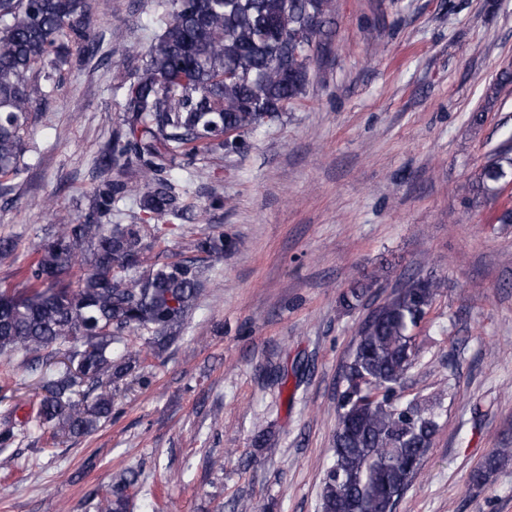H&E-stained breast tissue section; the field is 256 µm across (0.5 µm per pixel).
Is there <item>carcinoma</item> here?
<instances>
[{
    "mask_svg": "<svg viewBox=\"0 0 512 512\" xmlns=\"http://www.w3.org/2000/svg\"><path fill=\"white\" fill-rule=\"evenodd\" d=\"M171 19L132 72L112 79L126 89L119 130L101 156L102 179L85 218L56 224L0 284V355L20 354L37 379L33 426L78 438L112 418V389L149 354L183 334L206 288L197 256L220 259L224 235L191 241L176 261L147 253L144 225L160 232L194 219L186 186L168 174L178 157L236 152L242 137L280 122L301 98L311 69L330 51L332 0H170ZM90 0H0V177L24 171L22 131L42 89L34 68L66 60L69 44L89 43ZM232 131L240 141H224ZM512 178V147L491 155L471 181L473 198L497 195ZM136 199L140 224L112 222L116 204ZM18 242L0 237V263L15 262ZM442 282L423 277L393 290L362 321L337 399L332 458L324 471L322 512H394L439 428L428 401L399 400L396 389L417 357L413 330ZM132 330L150 337L136 345ZM512 457L496 448L471 475L480 485ZM120 492L97 512H123Z\"/></svg>",
    "mask_w": 512,
    "mask_h": 512,
    "instance_id": "carcinoma-1",
    "label": "carcinoma"
}]
</instances>
